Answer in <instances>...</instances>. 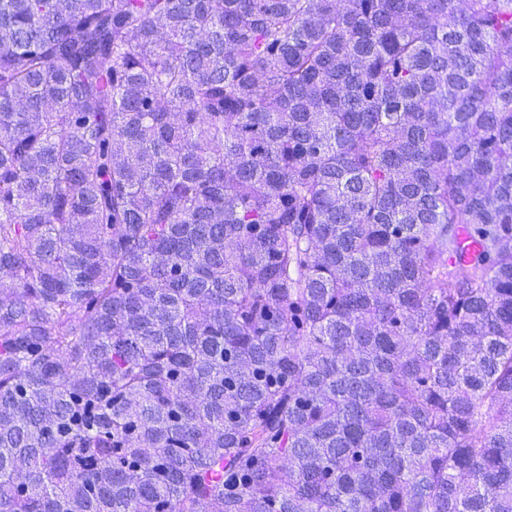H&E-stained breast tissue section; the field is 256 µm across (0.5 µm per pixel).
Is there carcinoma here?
<instances>
[{
  "label": "carcinoma",
  "mask_w": 512,
  "mask_h": 512,
  "mask_svg": "<svg viewBox=\"0 0 512 512\" xmlns=\"http://www.w3.org/2000/svg\"><path fill=\"white\" fill-rule=\"evenodd\" d=\"M0 272V512H512V0H0Z\"/></svg>",
  "instance_id": "carcinoma-1"
}]
</instances>
